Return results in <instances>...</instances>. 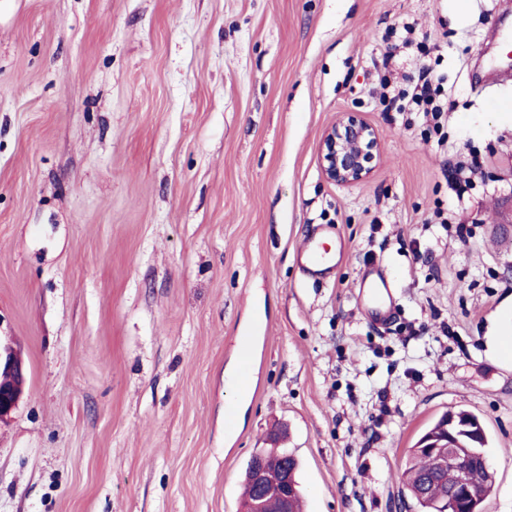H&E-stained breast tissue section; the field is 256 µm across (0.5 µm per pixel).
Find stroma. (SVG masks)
Here are the masks:
<instances>
[{"label":"stroma","mask_w":512,"mask_h":512,"mask_svg":"<svg viewBox=\"0 0 512 512\" xmlns=\"http://www.w3.org/2000/svg\"><path fill=\"white\" fill-rule=\"evenodd\" d=\"M401 21L440 48L393 68L444 76L442 136L368 94ZM507 38L512 0H0V342L26 369L0 512H241L278 429L305 512H399L411 448L460 408L489 436L484 512H512ZM344 112L382 144L349 187L317 162ZM308 245L342 256L313 276ZM359 288L375 308L376 316L381 318L385 311V303L390 295V286L386 279L378 274L376 278L362 281Z\"/></svg>","instance_id":"obj_1"}]
</instances>
